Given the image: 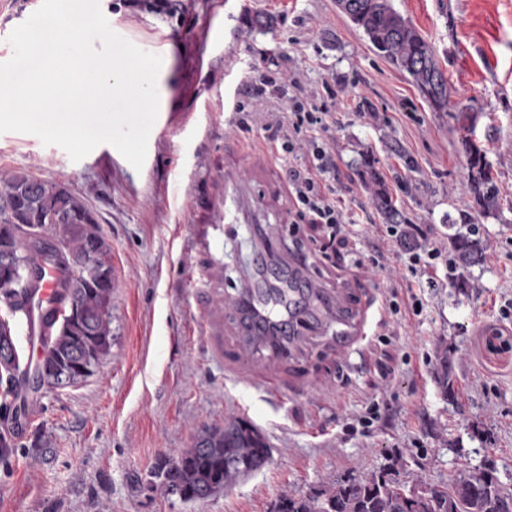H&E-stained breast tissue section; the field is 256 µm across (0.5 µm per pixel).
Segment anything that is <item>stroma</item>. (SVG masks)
<instances>
[{"mask_svg": "<svg viewBox=\"0 0 512 512\" xmlns=\"http://www.w3.org/2000/svg\"><path fill=\"white\" fill-rule=\"evenodd\" d=\"M392 4L432 43L456 99L473 105L474 130L455 113L430 111L336 0H112L110 12L90 17L87 45L100 46L116 13L144 39L169 42L168 111L112 100L83 146L53 140L38 117L0 112V174L23 169L66 183L96 213L118 281L110 355L76 384L31 394L39 418L0 464V512H270L282 493L311 495L394 459L411 486H445L488 467L512 493V316L500 311L512 300V0ZM39 6L0 0V58L19 28L38 22ZM258 14L274 17V30L251 27ZM295 68L310 104L333 110L324 133L336 155L332 186L353 233L334 238L304 224L290 235L282 162L261 131L230 127L252 71ZM469 137L485 149L501 196L500 210L477 220L482 262L433 285L411 272L394 240L373 264L370 242L384 219L369 202L363 160L385 173L420 246L451 259L448 223L474 212L463 190ZM233 168L258 199L249 222L277 225L317 284L372 288L385 307L400 306L375 316L346 362L333 363L326 333L309 359L310 386L282 404L226 380L200 328L214 290L236 287L250 251L240 224L226 229L217 261L193 249L188 231L222 207ZM372 407L378 419L359 425ZM229 416L263 433L269 465L197 502L150 489L159 456Z\"/></svg>", "mask_w": 512, "mask_h": 512, "instance_id": "stroma-1", "label": "stroma"}]
</instances>
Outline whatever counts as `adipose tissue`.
<instances>
[{
    "label": "adipose tissue",
    "instance_id": "obj_1",
    "mask_svg": "<svg viewBox=\"0 0 512 512\" xmlns=\"http://www.w3.org/2000/svg\"><path fill=\"white\" fill-rule=\"evenodd\" d=\"M88 13L80 6L51 14L46 26L21 30L16 50L24 81L0 90V109L38 116L53 135L78 141L89 115L115 97L149 112L165 111L158 87L172 75L170 44L144 41L135 26L116 22L119 40L111 49H85Z\"/></svg>",
    "mask_w": 512,
    "mask_h": 512
}]
</instances>
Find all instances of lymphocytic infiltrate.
<instances>
[{
  "instance_id": "obj_1",
  "label": "lymphocytic infiltrate",
  "mask_w": 512,
  "mask_h": 512,
  "mask_svg": "<svg viewBox=\"0 0 512 512\" xmlns=\"http://www.w3.org/2000/svg\"><path fill=\"white\" fill-rule=\"evenodd\" d=\"M252 98L284 99L286 111H251L236 115L232 127L241 131L259 126L267 142L273 143L279 160L287 162L288 195L298 223L320 224L339 233L348 217L327 183L336 171V159L322 132V112L312 108L303 93L298 71L289 74L261 72L250 76ZM307 155L298 163V155Z\"/></svg>"
}]
</instances>
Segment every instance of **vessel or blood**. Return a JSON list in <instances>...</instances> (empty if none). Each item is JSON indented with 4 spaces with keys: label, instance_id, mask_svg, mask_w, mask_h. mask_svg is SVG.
<instances>
[{
    "label": "vessel or blood",
    "instance_id": "1",
    "mask_svg": "<svg viewBox=\"0 0 512 512\" xmlns=\"http://www.w3.org/2000/svg\"><path fill=\"white\" fill-rule=\"evenodd\" d=\"M244 203L233 194L224 196V224H195L190 228L196 251L217 253L225 223L241 220ZM258 261L244 264L239 285L225 291L215 315L224 319L222 335L213 350L224 359V375L281 398L308 379V351L312 342L335 330L329 354L343 361L364 346L371 322L382 307L376 293L356 294L346 288H321L308 282L303 288H268V275L281 280L303 279L305 271L276 239L263 234L255 241Z\"/></svg>",
    "mask_w": 512,
    "mask_h": 512
}]
</instances>
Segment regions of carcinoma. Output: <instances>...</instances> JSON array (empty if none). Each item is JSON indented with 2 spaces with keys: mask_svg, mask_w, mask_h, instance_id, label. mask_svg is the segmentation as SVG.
Wrapping results in <instances>:
<instances>
[{
  "mask_svg": "<svg viewBox=\"0 0 512 512\" xmlns=\"http://www.w3.org/2000/svg\"><path fill=\"white\" fill-rule=\"evenodd\" d=\"M345 16L362 30L373 48L410 77L433 112H456L469 129L477 115L471 107L452 100L448 76L441 69L435 50L420 31L397 12L391 0H349ZM469 176L466 191L473 195L479 214L500 207L499 191L493 180L484 149L472 139L464 141ZM364 178L375 208L389 224H411L396 207L385 177L369 159L364 161ZM449 235L462 268L480 263L484 245L472 228ZM110 247L101 234L94 211L63 183L36 178L15 170L0 178V277L4 260L20 271L12 288L0 291V303L16 314L32 308L43 274L52 269L59 288L56 307L46 317L42 354L34 371H21L17 363L9 377L0 373V462L15 453L11 440L13 422L20 407L12 401L21 383L34 391L53 390L85 378L84 365L96 367L111 353L114 288ZM89 260L83 269L80 264ZM37 277L30 281L23 272ZM75 315H68L69 311ZM265 437L250 423L237 418L222 425L205 426L191 444L173 460L163 456L150 472L151 487L166 494L181 491L185 502L204 500L234 485L245 473L260 471L269 461ZM393 461L368 477L336 480L314 496L281 494L270 512H512V494L504 492L493 469L465 470L446 487L412 500L406 482Z\"/></svg>",
  "mask_w": 512,
  "mask_h": 512,
  "instance_id": "carcinoma-1",
  "label": "carcinoma"
}]
</instances>
